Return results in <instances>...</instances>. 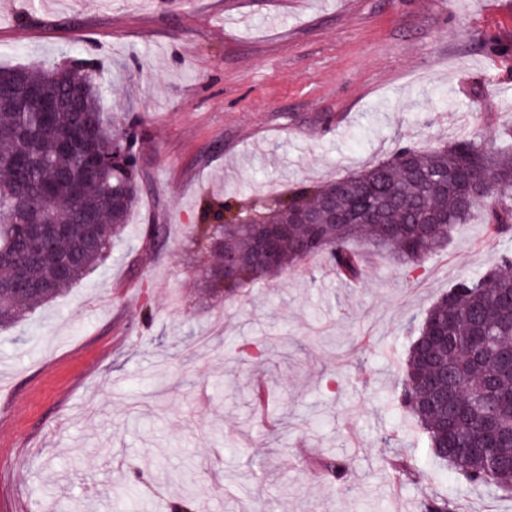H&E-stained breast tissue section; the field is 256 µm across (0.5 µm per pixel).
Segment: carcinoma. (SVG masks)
<instances>
[{
  "label": "carcinoma",
  "mask_w": 512,
  "mask_h": 512,
  "mask_svg": "<svg viewBox=\"0 0 512 512\" xmlns=\"http://www.w3.org/2000/svg\"><path fill=\"white\" fill-rule=\"evenodd\" d=\"M69 69L0 67V327L64 293L122 242L142 196L137 166L110 169L106 161L130 128L104 111L102 87L82 74L72 91ZM56 105L34 111L29 93ZM500 147L465 132L421 150L409 144L359 172L320 186H305L260 211L284 224L274 261L255 257L258 226L242 224L245 207L224 203L215 224H192V245L203 250L199 285L234 294L258 280L282 275L323 256L341 278L363 272L353 240L392 255L414 269L448 244L451 232L481 210L492 234L512 232V124L495 132ZM497 175L482 203H467L462 177ZM305 208L312 224H293L288 208ZM47 221L45 249L29 253L25 227ZM252 255L224 282V251ZM68 263V274L58 271ZM512 251L494 253L476 277H464L414 325L393 400L425 440L428 456L468 486L512 488V443L486 446L485 419L512 428V368L497 354L512 351ZM395 478L422 474L410 454L390 462ZM453 495L427 497L422 512H450Z\"/></svg>",
  "instance_id": "carcinoma-1"
}]
</instances>
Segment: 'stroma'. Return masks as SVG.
<instances>
[{
	"label": "stroma",
	"mask_w": 512,
	"mask_h": 512,
	"mask_svg": "<svg viewBox=\"0 0 512 512\" xmlns=\"http://www.w3.org/2000/svg\"><path fill=\"white\" fill-rule=\"evenodd\" d=\"M512 0H7L0 66L92 63L139 131L146 192L123 243L0 327V512H420L455 478L393 402L411 320L512 236L482 214L413 271L322 258L205 294L189 225L512 121ZM163 224L166 238L141 228ZM265 346L262 370L241 346ZM411 449L418 483L388 467ZM347 464L345 479L327 467ZM141 483L131 484L134 471Z\"/></svg>",
	"instance_id": "stroma-1"
}]
</instances>
